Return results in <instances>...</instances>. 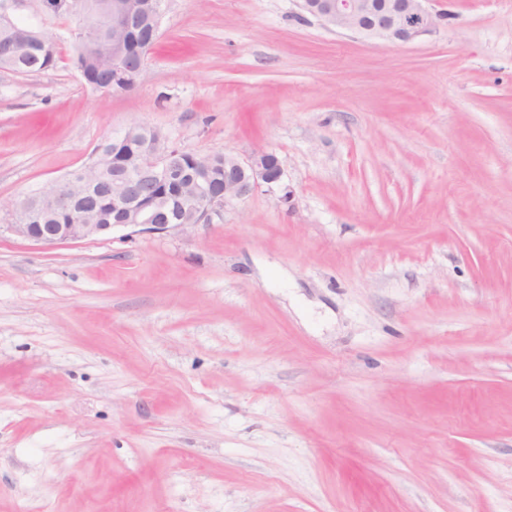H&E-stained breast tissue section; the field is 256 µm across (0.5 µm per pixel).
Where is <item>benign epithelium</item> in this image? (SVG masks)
I'll return each mask as SVG.
<instances>
[{
	"mask_svg": "<svg viewBox=\"0 0 512 512\" xmlns=\"http://www.w3.org/2000/svg\"><path fill=\"white\" fill-rule=\"evenodd\" d=\"M428 0H301L302 9L329 29L406 44L438 26L441 15ZM133 124L112 138V222L92 219L83 224H33L19 203L9 207L8 229L44 246L95 237L121 227L164 233L207 224L211 214L231 200L250 195L265 184L280 182L278 157L258 152L241 161L224 156V191L207 186L209 155L186 152L159 131L146 133ZM41 207L64 211L69 194L43 187Z\"/></svg>",
	"mask_w": 512,
	"mask_h": 512,
	"instance_id": "benign-epithelium-1",
	"label": "benign epithelium"
}]
</instances>
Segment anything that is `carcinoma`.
<instances>
[{
    "instance_id": "carcinoma-1",
    "label": "carcinoma",
    "mask_w": 512,
    "mask_h": 512,
    "mask_svg": "<svg viewBox=\"0 0 512 512\" xmlns=\"http://www.w3.org/2000/svg\"><path fill=\"white\" fill-rule=\"evenodd\" d=\"M57 15H76L80 25L96 29L103 33L107 45H112V25L109 15L101 11L105 0H55ZM16 30L5 33L0 30V69L15 73H27L45 70L55 64L57 49L54 40L41 32L38 42L31 41L33 26L25 20H15ZM138 25L144 37L142 53L148 54L153 48L157 35L152 32V21L139 16ZM74 64L84 80L94 85L96 90L128 91L134 89L143 79L144 73L119 74L112 68V51H103L96 43L90 46H76ZM112 159V143L102 146L101 152L89 163L69 173L62 179L64 185L86 183L84 197L74 206V213L41 215L40 202L32 193L25 194L24 202L33 213L41 216L43 224H73L81 220L84 213L93 210H105L104 204L110 199L112 190V169L105 166V160Z\"/></svg>"
}]
</instances>
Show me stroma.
I'll return each instance as SVG.
<instances>
[{
  "label": "stroma",
  "instance_id": "35a3bbf8",
  "mask_svg": "<svg viewBox=\"0 0 512 512\" xmlns=\"http://www.w3.org/2000/svg\"><path fill=\"white\" fill-rule=\"evenodd\" d=\"M339 33L169 0L143 82L0 70V199L112 132L275 153L209 223L45 247L0 210V512H512V0Z\"/></svg>",
  "mask_w": 512,
  "mask_h": 512
}]
</instances>
